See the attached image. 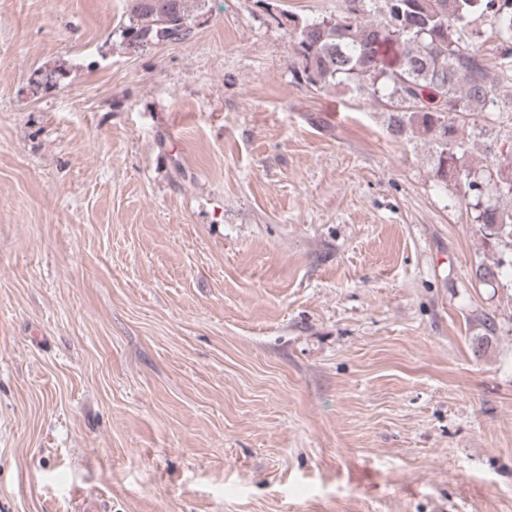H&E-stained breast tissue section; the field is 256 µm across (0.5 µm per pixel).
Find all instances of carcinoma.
<instances>
[{
    "instance_id": "1",
    "label": "carcinoma",
    "mask_w": 512,
    "mask_h": 512,
    "mask_svg": "<svg viewBox=\"0 0 512 512\" xmlns=\"http://www.w3.org/2000/svg\"><path fill=\"white\" fill-rule=\"evenodd\" d=\"M194 2L206 0H138L120 44L139 51L188 39ZM293 45L298 79L383 104L391 135L434 145L433 177L473 205L497 248L475 278L492 285L512 269V208L500 204L512 199V0H339L336 12L305 21ZM474 116L484 121L477 136L489 138L480 170L465 165L460 132Z\"/></svg>"
}]
</instances>
